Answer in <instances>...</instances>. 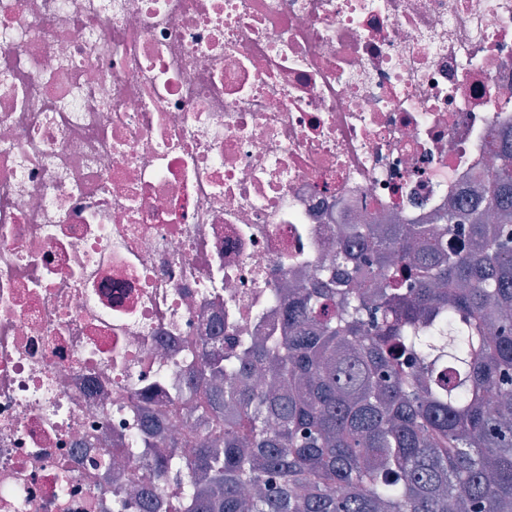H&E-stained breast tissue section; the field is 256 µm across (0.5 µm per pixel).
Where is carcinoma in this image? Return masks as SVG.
I'll use <instances>...</instances> for the list:
<instances>
[{"mask_svg":"<svg viewBox=\"0 0 512 512\" xmlns=\"http://www.w3.org/2000/svg\"><path fill=\"white\" fill-rule=\"evenodd\" d=\"M466 224L344 225L278 336L205 361L139 512H512V149Z\"/></svg>","mask_w":512,"mask_h":512,"instance_id":"1","label":"carcinoma"}]
</instances>
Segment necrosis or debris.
Here are the masks:
<instances>
[{
	"label": "necrosis or debris",
	"instance_id": "obj_1",
	"mask_svg": "<svg viewBox=\"0 0 512 512\" xmlns=\"http://www.w3.org/2000/svg\"><path fill=\"white\" fill-rule=\"evenodd\" d=\"M509 138L512 0H0V512L164 491L127 449L216 331Z\"/></svg>",
	"mask_w": 512,
	"mask_h": 512
}]
</instances>
